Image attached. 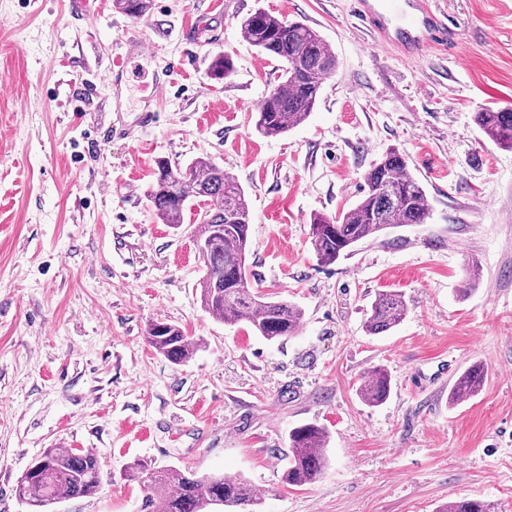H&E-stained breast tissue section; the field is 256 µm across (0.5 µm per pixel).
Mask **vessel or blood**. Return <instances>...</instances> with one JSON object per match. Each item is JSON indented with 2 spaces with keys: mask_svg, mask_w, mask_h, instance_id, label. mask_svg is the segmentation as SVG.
<instances>
[{
  "mask_svg": "<svg viewBox=\"0 0 512 512\" xmlns=\"http://www.w3.org/2000/svg\"><path fill=\"white\" fill-rule=\"evenodd\" d=\"M433 0H399L390 9L387 0H358L368 26L385 42L411 55L424 48L448 44L454 31L432 6Z\"/></svg>",
  "mask_w": 512,
  "mask_h": 512,
  "instance_id": "vessel-or-blood-1",
  "label": "vessel or blood"
}]
</instances>
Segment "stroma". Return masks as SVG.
<instances>
[{"label":"stroma","instance_id":"stroma-1","mask_svg":"<svg viewBox=\"0 0 512 512\" xmlns=\"http://www.w3.org/2000/svg\"><path fill=\"white\" fill-rule=\"evenodd\" d=\"M213 2L153 0L135 20L98 0L82 21L68 0H0V512H27L17 482L49 448L101 463L99 490L56 512H136L138 462L243 477L262 512H441L459 498L512 512V150L474 122L512 105V0H439L454 42L410 57L364 26L356 0H227L211 20ZM259 8L312 26L337 57L309 118L277 137L256 131L255 104L279 64L261 66L240 31ZM198 22L192 47L181 34ZM129 35L155 50L116 87L105 75ZM222 53L234 70L216 80ZM147 105L152 125L113 135ZM391 148L426 187L427 223L322 265L312 215L351 208ZM199 157L247 192L258 289L303 311L284 343L202 309L195 210L174 228L149 201L158 160ZM386 291L407 315L368 335ZM154 321L198 341L193 358L157 354ZM475 363L482 388L450 403ZM376 367L392 390L371 407L359 386ZM307 422L325 429L328 463L291 488L288 432Z\"/></svg>","mask_w":512,"mask_h":512}]
</instances>
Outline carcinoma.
Wrapping results in <instances>:
<instances>
[{
	"mask_svg": "<svg viewBox=\"0 0 512 512\" xmlns=\"http://www.w3.org/2000/svg\"><path fill=\"white\" fill-rule=\"evenodd\" d=\"M116 8L134 19L149 16L151 0H115ZM244 39L260 53L284 64L283 80L265 96L257 110L255 128L264 136H279L302 124L313 112L324 81L336 70V54L319 31L300 21H289L258 10L240 23ZM232 59L218 55L212 74L224 78L233 70ZM479 130L491 141L512 150V107L488 106L475 115ZM191 200L205 202L195 221V246L204 260L205 275L197 284L203 309L228 325L245 323L264 340L283 343L298 335L302 310L295 303L272 299L252 284L246 264L251 218L247 195L238 181L209 158L186 167L157 162L156 186L150 202L165 224L182 223ZM430 205L422 183L408 170L406 155L392 148L365 175L362 198L335 216L311 217L310 237L318 261L335 263L362 242L394 228L424 224ZM404 297L378 294L370 306L365 329L370 335L387 333L407 313ZM149 345L171 363L180 365L198 351L199 343L180 327L154 322L147 329ZM484 382V367L474 364L453 383L448 399L456 403L476 394ZM391 378L375 368L360 386L362 401L379 406L389 397ZM288 464L284 481L293 487L315 482L327 462L326 434L314 423L292 428L288 434ZM39 471L17 491L29 512H53L56 504L88 497L101 485L98 454L89 449L49 448L40 456ZM142 499L137 512H261L262 499L241 477L199 475L175 467L152 468L136 463ZM441 512H492L490 504L461 498Z\"/></svg>",
	"mask_w": 512,
	"mask_h": 512,
	"instance_id": "obj_1",
	"label": "carcinoma"
}]
</instances>
